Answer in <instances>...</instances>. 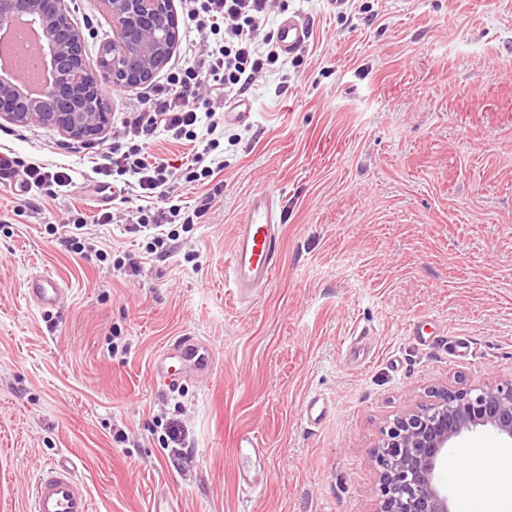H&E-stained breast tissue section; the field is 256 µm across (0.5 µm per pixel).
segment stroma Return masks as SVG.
Listing matches in <instances>:
<instances>
[{
    "label": "stroma",
    "mask_w": 512,
    "mask_h": 512,
    "mask_svg": "<svg viewBox=\"0 0 512 512\" xmlns=\"http://www.w3.org/2000/svg\"><path fill=\"white\" fill-rule=\"evenodd\" d=\"M67 4L97 68L112 19L102 0ZM288 12L309 25L300 63L247 91L221 192L181 188L182 205L208 210L166 257L123 224L84 228L102 262L65 241L72 209H97L91 159L111 132L0 124V146L72 179L57 199L0 185V512H29V485L62 456L92 512H147L168 493L183 512H377L372 450L388 421L440 386L512 378V0H288ZM263 189L283 212L282 262L242 304L224 263ZM127 253L139 273L114 266ZM43 270L69 288L51 310L25 298ZM417 322L441 341L423 345ZM363 332L358 360L346 348ZM182 334L210 342L217 373L159 385L150 362ZM459 338L468 348H450ZM314 391L334 404L317 427ZM243 431L268 452L251 496L236 474Z\"/></svg>",
    "instance_id": "stroma-1"
}]
</instances>
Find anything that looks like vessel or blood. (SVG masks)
<instances>
[{
  "instance_id": "b4317fda",
  "label": "vessel or blood",
  "mask_w": 512,
  "mask_h": 512,
  "mask_svg": "<svg viewBox=\"0 0 512 512\" xmlns=\"http://www.w3.org/2000/svg\"><path fill=\"white\" fill-rule=\"evenodd\" d=\"M309 37L305 23L288 17L278 25L283 50L299 51ZM282 212L275 192L254 193L235 228L231 258L224 268V281L239 299L252 297L256 288L269 284L281 262ZM28 301L40 309H53L64 300L67 290L51 272L39 271L26 280ZM214 353L210 343L199 337H173L152 365L156 381L173 387L195 377L213 376ZM238 483L244 494L259 491V474L264 450L258 438L240 433L237 442ZM32 512H90V499L75 461L62 457L49 463L32 487Z\"/></svg>"
}]
</instances>
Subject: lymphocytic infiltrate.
I'll use <instances>...</instances> for the list:
<instances>
[{"instance_id": "1", "label": "lymphocytic infiltrate", "mask_w": 512, "mask_h": 512, "mask_svg": "<svg viewBox=\"0 0 512 512\" xmlns=\"http://www.w3.org/2000/svg\"><path fill=\"white\" fill-rule=\"evenodd\" d=\"M277 0H180L181 14L194 38L188 60L168 75L165 86L145 98L138 115L122 121L112 142L103 149L100 175L111 178L116 190L111 208L100 209L94 223L110 224L117 212L135 204L137 224L156 226L153 247L165 249L161 227L189 228L201 219L205 207L173 203L180 182L209 185L224 169L218 148L224 136V107L244 94L266 72L286 69L274 30L267 24ZM188 141L192 157L184 168L172 159L150 153L149 136Z\"/></svg>"}]
</instances>
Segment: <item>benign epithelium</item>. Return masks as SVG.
I'll return each mask as SVG.
<instances>
[{
  "mask_svg": "<svg viewBox=\"0 0 512 512\" xmlns=\"http://www.w3.org/2000/svg\"><path fill=\"white\" fill-rule=\"evenodd\" d=\"M102 2L112 16V39L101 50L109 55L106 66L96 72L85 64L84 39L70 23L66 0H0V24L22 18L41 31L42 63L53 75L49 89L33 97L17 72L1 69L0 120L34 121L91 139L110 124V113L94 101L102 83L137 87L167 65L178 40L172 0ZM482 428L512 444V379L495 386H442L434 402L389 421L373 450L378 512H451L439 473L448 466V449Z\"/></svg>",
  "mask_w": 512,
  "mask_h": 512,
  "instance_id": "7a95c632",
  "label": "benign epithelium"
}]
</instances>
